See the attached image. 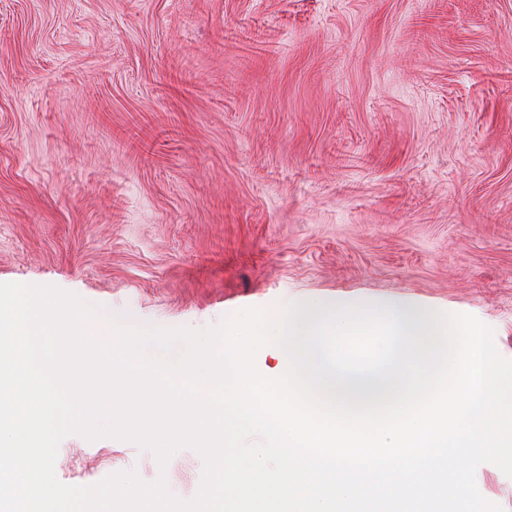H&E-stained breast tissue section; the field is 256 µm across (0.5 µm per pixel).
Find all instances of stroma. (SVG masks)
Listing matches in <instances>:
<instances>
[{"label": "stroma", "instance_id": "35a3bbf8", "mask_svg": "<svg viewBox=\"0 0 512 512\" xmlns=\"http://www.w3.org/2000/svg\"><path fill=\"white\" fill-rule=\"evenodd\" d=\"M11 282L146 328L396 299L512 360V0H0ZM129 470L188 500L203 463L59 445L64 484Z\"/></svg>", "mask_w": 512, "mask_h": 512}]
</instances>
